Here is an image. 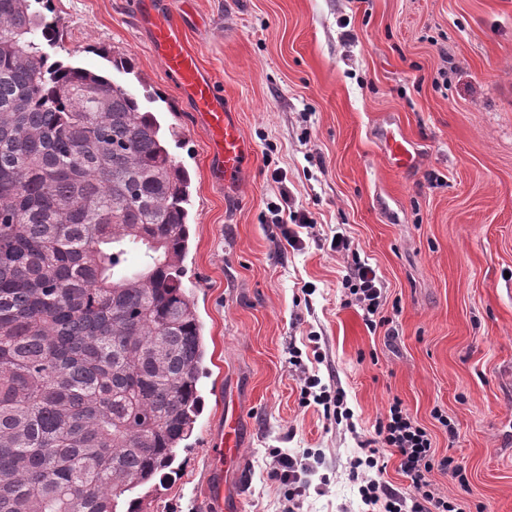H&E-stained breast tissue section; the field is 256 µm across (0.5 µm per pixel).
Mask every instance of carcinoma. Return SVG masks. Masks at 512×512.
Returning a JSON list of instances; mask_svg holds the SVG:
<instances>
[{
  "label": "carcinoma",
  "mask_w": 512,
  "mask_h": 512,
  "mask_svg": "<svg viewBox=\"0 0 512 512\" xmlns=\"http://www.w3.org/2000/svg\"><path fill=\"white\" fill-rule=\"evenodd\" d=\"M34 2L0 0V512H119L204 408L190 176Z\"/></svg>",
  "instance_id": "1"
}]
</instances>
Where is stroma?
Instances as JSON below:
<instances>
[{
    "instance_id": "35a3bbf8",
    "label": "stroma",
    "mask_w": 512,
    "mask_h": 512,
    "mask_svg": "<svg viewBox=\"0 0 512 512\" xmlns=\"http://www.w3.org/2000/svg\"><path fill=\"white\" fill-rule=\"evenodd\" d=\"M136 2L50 0L45 16L59 26L52 59L160 94L191 178L184 283L203 324L205 408L172 473L140 490L142 512H363L369 480L409 492L392 449L384 472L353 466L396 398L435 456L465 468L464 487L433 470L435 496L512 512V0H184L187 45L255 150L228 187ZM389 131L412 142L413 168L385 155ZM281 203L316 222L298 244L274 222ZM339 234L354 255L330 250ZM356 260L383 288L374 331L343 284ZM306 374L344 391L342 416L304 398ZM229 412L237 471L217 453ZM280 452L311 456L292 502Z\"/></svg>"
}]
</instances>
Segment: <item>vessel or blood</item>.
Listing matches in <instances>:
<instances>
[{
	"instance_id": "obj_1",
	"label": "vessel or blood",
	"mask_w": 512,
	"mask_h": 512,
	"mask_svg": "<svg viewBox=\"0 0 512 512\" xmlns=\"http://www.w3.org/2000/svg\"><path fill=\"white\" fill-rule=\"evenodd\" d=\"M142 19L151 27L152 45L175 80L180 94L209 130L211 166L217 182H237L254 154L252 144L242 136L236 106L219 94L206 77L196 56L187 48L175 20L165 19L158 0H140ZM385 152L397 166L405 168L415 161L409 141L388 135Z\"/></svg>"
}]
</instances>
